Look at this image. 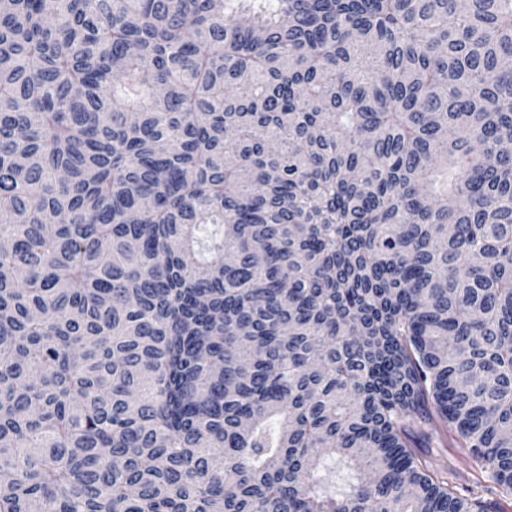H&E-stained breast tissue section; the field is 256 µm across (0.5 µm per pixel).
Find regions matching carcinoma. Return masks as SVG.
<instances>
[{
  "label": "carcinoma",
  "mask_w": 512,
  "mask_h": 512,
  "mask_svg": "<svg viewBox=\"0 0 512 512\" xmlns=\"http://www.w3.org/2000/svg\"><path fill=\"white\" fill-rule=\"evenodd\" d=\"M0 243V512L512 497V0H7ZM451 455L454 457L451 461L456 465V469L460 468V478L454 482L463 495L470 496L472 495L470 492H473L488 502H497L498 509H492L494 511L491 512H512V497L502 496L493 481L482 474L464 468L456 461L455 453Z\"/></svg>",
  "instance_id": "carcinoma-1"
}]
</instances>
